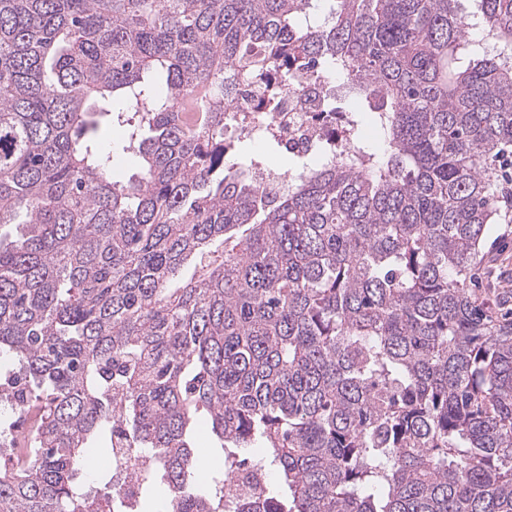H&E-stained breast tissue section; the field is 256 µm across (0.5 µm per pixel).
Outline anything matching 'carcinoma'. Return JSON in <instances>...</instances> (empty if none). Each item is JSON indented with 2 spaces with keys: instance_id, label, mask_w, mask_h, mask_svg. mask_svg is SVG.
Masks as SVG:
<instances>
[{
  "instance_id": "obj_1",
  "label": "carcinoma",
  "mask_w": 512,
  "mask_h": 512,
  "mask_svg": "<svg viewBox=\"0 0 512 512\" xmlns=\"http://www.w3.org/2000/svg\"><path fill=\"white\" fill-rule=\"evenodd\" d=\"M315 72L383 146L261 189L224 113ZM508 145L512 0H0V512H512V289L473 287ZM118 426L127 506L75 468Z\"/></svg>"
}]
</instances>
